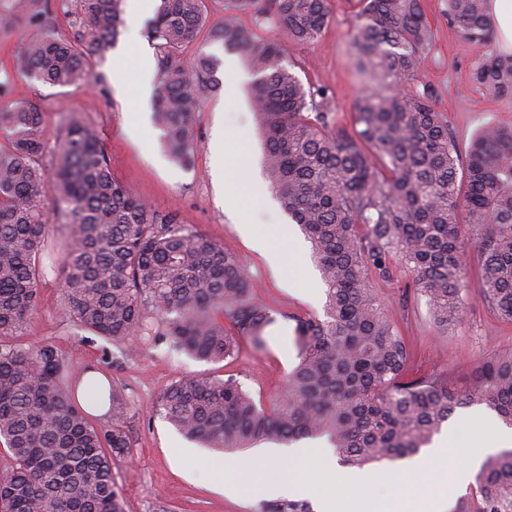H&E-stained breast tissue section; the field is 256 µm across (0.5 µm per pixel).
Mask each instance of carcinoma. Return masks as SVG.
Segmentation results:
<instances>
[{"instance_id":"obj_1","label":"carcinoma","mask_w":512,"mask_h":512,"mask_svg":"<svg viewBox=\"0 0 512 512\" xmlns=\"http://www.w3.org/2000/svg\"><path fill=\"white\" fill-rule=\"evenodd\" d=\"M252 38L230 20L209 42L241 51L255 72L251 101L264 135V164L281 208L310 240L328 302L324 318L298 319L299 362L269 410L234 377L178 379L156 411L186 440L214 450L272 439L324 438L340 460L363 467L412 457L455 409L485 405L512 426V348L481 363L458 390L409 375L411 354L371 286L389 278L391 259L414 274L437 326L458 318L468 223L489 224L482 276L499 317L512 322V125L489 122L465 154L428 83H416L434 40L421 0H359L351 47L365 90L352 129L335 125L325 86L300 82L282 60L283 43L314 41L330 24V0H244ZM486 0H448L461 37L489 50L473 82L512 95V54L492 47ZM123 0H58L70 31L47 22L48 0H10L0 30L14 20L43 28L21 52L25 75L53 87L89 85L92 65L125 25ZM203 0H157L147 25L156 42L154 119L162 145L183 167L194 162L191 113L216 90L220 59L199 49L181 59L205 25ZM0 512H124L114 459L129 448L123 403L109 386L112 424L89 420L103 398L90 378L84 405L71 395L77 369L52 341L11 342L35 312L40 285L58 280L64 313L89 342L128 355L167 346L200 361L224 360L238 340L265 350L271 310L256 301L241 262L224 247L161 213L117 183L95 125H62L52 172L36 101L0 112ZM466 160H461V157ZM466 168V189L458 180ZM66 232L59 265L50 214ZM455 512H512V451L487 460L475 494Z\"/></svg>"}]
</instances>
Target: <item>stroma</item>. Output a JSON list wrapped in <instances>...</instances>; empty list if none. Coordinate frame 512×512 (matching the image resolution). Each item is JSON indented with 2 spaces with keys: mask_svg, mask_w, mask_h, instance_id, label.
<instances>
[{
  "mask_svg": "<svg viewBox=\"0 0 512 512\" xmlns=\"http://www.w3.org/2000/svg\"><path fill=\"white\" fill-rule=\"evenodd\" d=\"M356 0H331L332 23L311 42L288 43L284 61L293 63L304 85H324L331 92L330 110L340 124L350 126L354 104L362 91L351 56L350 30ZM425 17L435 34L420 79L437 93V104L448 114V126L459 148H467L487 122L512 124V96L497 98L471 82L473 65L485 48L464 41L448 21L447 0H422ZM39 27L15 21L0 35V77L9 76L12 91L0 98V108L29 99L42 103L43 127L48 145H55L63 118L76 115L94 123L116 180L163 213H174L181 224L222 244L238 256L253 284L255 297L276 319V341L263 352L242 343L235 359L206 362L161 350L140 357L115 355L104 361L106 342L89 345L65 317L60 288L49 279L40 288L36 311L28 321L23 343L53 338L74 365L89 366L118 387L126 401L123 427L130 448L117 459L113 473L125 512H261L282 503L279 495L257 492L264 471L248 469L238 482L239 493L219 486L211 465L212 451L186 441L154 410L158 394L171 380L181 377L234 376L263 408H272L284 390L286 376L298 362L294 328L297 318L324 315L326 287L311 256V245L297 224L291 223L275 196L255 197L249 191L254 177L263 176L264 137L250 99L254 73L241 53L227 52L198 35L184 61H192L197 47L219 55L222 65L220 92L205 96L193 113L194 164L183 168L169 161L160 147V130L140 123L141 60H155L158 49L147 36L130 44L120 35L114 47L93 64L96 84L80 88H52L31 82L20 65L24 44L37 38ZM126 59V76L117 80L112 70L115 56ZM227 140L218 142L216 129ZM227 153L225 187L213 173L214 159ZM266 235L279 253L282 271L273 270L253 250L242 225ZM288 228L289 239L278 231ZM467 240L461 318L438 329L425 295L413 285V274L396 268L388 279L376 278L372 286L386 304L399 335L414 354L422 375H436L449 384H467L478 362L512 348V328H502L494 307L485 296L481 279L482 241L489 226L464 225Z\"/></svg>",
  "mask_w": 512,
  "mask_h": 512,
  "instance_id": "obj_1",
  "label": "stroma"
}]
</instances>
